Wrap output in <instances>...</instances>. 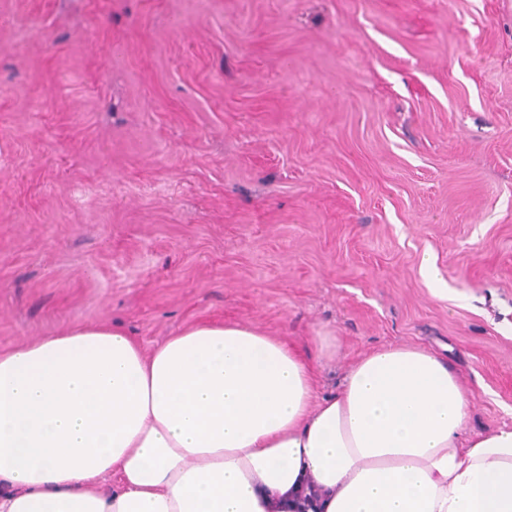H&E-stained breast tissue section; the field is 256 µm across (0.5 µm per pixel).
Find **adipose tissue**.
<instances>
[{
	"instance_id": "1",
	"label": "adipose tissue",
	"mask_w": 512,
	"mask_h": 512,
	"mask_svg": "<svg viewBox=\"0 0 512 512\" xmlns=\"http://www.w3.org/2000/svg\"><path fill=\"white\" fill-rule=\"evenodd\" d=\"M468 416L416 345L321 398L294 345L246 326L147 352L77 325L0 351V512H512V428L469 437Z\"/></svg>"
}]
</instances>
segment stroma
Wrapping results in <instances>:
<instances>
[{
	"label": "stroma",
	"mask_w": 512,
	"mask_h": 512,
	"mask_svg": "<svg viewBox=\"0 0 512 512\" xmlns=\"http://www.w3.org/2000/svg\"><path fill=\"white\" fill-rule=\"evenodd\" d=\"M202 321L512 427V0H0V350Z\"/></svg>",
	"instance_id": "1"
}]
</instances>
